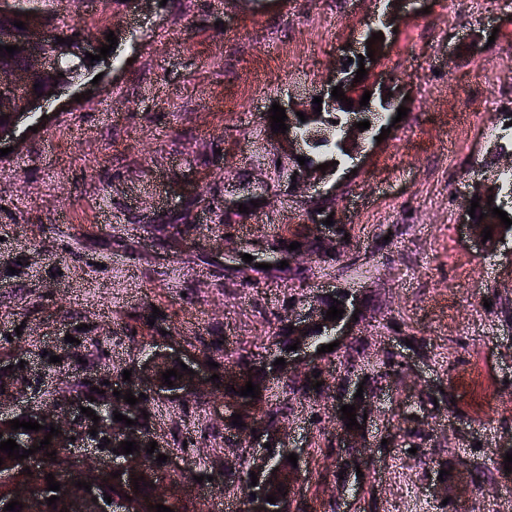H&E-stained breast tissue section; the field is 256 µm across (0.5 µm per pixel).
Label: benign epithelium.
I'll list each match as a JSON object with an SVG mask.
<instances>
[{
  "label": "benign epithelium",
  "mask_w": 512,
  "mask_h": 512,
  "mask_svg": "<svg viewBox=\"0 0 512 512\" xmlns=\"http://www.w3.org/2000/svg\"><path fill=\"white\" fill-rule=\"evenodd\" d=\"M0 10L6 13H23L27 21V30L22 37H13L8 32H0V40L8 42L19 47L16 56L20 60L19 66L15 67L8 75L0 78V105L13 111L11 121L0 126V144L10 142L14 139L15 129L18 120L23 116L33 117L38 110L45 107L46 104L58 100L62 93L75 85V81L70 80L60 85L55 93L50 96H37L30 84V77L33 73L53 74L56 72L60 59L75 53L81 57H86V53L93 55L99 54V45L93 40L82 39L78 42V47H72L68 43H59L56 49L48 53H39L34 51V45L43 42L48 38L47 29L42 25L37 12L33 10L32 4L27 0H0ZM352 76L345 73V67L340 66L336 70L335 79L328 82L326 87L319 91V96L323 99L322 110H335L339 107L340 100L332 97L333 87L338 85L348 86ZM297 109L292 108L286 113L287 119L285 125L288 127L286 133H278L274 140L276 149L280 158H288L294 155V147L298 142L295 137V127ZM329 212L318 211V208L311 209L307 219L310 223V238L320 242L322 249L327 254L333 256L336 254V224L325 225L323 221L327 219ZM342 301L341 308L344 309L342 317L337 320L326 319L324 307L316 302L309 305L304 313L295 317H288V325L293 327V333L289 334L290 343L298 344V349L284 351L280 357L285 359V365H274V360H263L254 358L251 365L263 371L262 386L270 389L271 384L276 380L288 377V369L292 362V357L304 354L308 356L310 362H315L320 358L317 349L321 345L339 342L342 348L348 347L353 341V335L346 333L342 336L333 337L334 331L340 325H349L353 321L352 315L359 309L360 299L350 292L339 294ZM321 326L325 340L322 343L315 342L309 335L312 327ZM183 357L176 351L157 350L153 352L148 359L131 374V381H122L115 383L112 387L105 390V401L114 404L125 405V416L135 421V424L127 426L122 422L115 421L108 416L100 417L98 422H93L90 418L82 416L78 418L69 432H64L55 416L51 414L19 416L21 420L32 419L43 427L54 426L59 430V434L51 437L50 447L56 450V454H61L65 448H77L81 446L84 440L90 438L89 430L97 431V437L110 440L109 448H118L120 443L135 439L139 442L149 443L156 440L154 434L145 424L141 409L144 403L138 402L132 406L124 399H116L113 392L119 391L121 394L128 392L134 396L145 394L151 397L154 392H166L174 397L202 398L206 394L212 393V383L208 382L210 378L209 367L205 358H195L186 362L188 368L194 371L189 374L186 371L180 372L181 378L173 382L169 387L162 380V372L172 367H180L179 361ZM224 407L232 409V412L240 415H249L248 426L242 429L227 423L225 428L238 431L241 439H253L259 435H270L277 431V428L271 426L268 417L263 411L252 407L248 402L242 399L224 398ZM47 449L41 448L38 452L20 460L12 457L3 458V464L0 465V479L26 478L32 482V490L29 496L20 498L24 504L25 512H46V499L51 496L63 498L67 504V512H155L151 505L155 500L164 499L169 502H176L178 498L168 495L162 491L164 483L163 472L168 470L169 463L157 464L156 457L162 453L161 447H156L152 453V459L148 460L140 455L128 454L122 455L123 462L118 465L98 464L90 465L85 458L75 457L71 460V469L83 474V477L75 479L68 477L60 480V490H47L46 474V456ZM29 468L30 472H25L24 468ZM121 473L119 479L123 481L126 489V496L122 498H113L111 501L104 500L102 494L103 488L112 483L111 473ZM257 474V485L248 489L244 496V512H273V509L267 502V495L272 485H277L287 492L285 498H290L293 494L295 483L298 479V472L295 467L286 459V453L272 450L264 455L255 466ZM143 477L138 482L139 486H148L151 493L144 496L140 491L134 489L133 479ZM79 481L91 483V491L80 489L75 486Z\"/></svg>",
  "instance_id": "1"
}]
</instances>
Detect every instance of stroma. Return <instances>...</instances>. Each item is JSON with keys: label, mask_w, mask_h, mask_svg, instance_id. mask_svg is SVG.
Instances as JSON below:
<instances>
[{"label": "stroma", "mask_w": 512, "mask_h": 512, "mask_svg": "<svg viewBox=\"0 0 512 512\" xmlns=\"http://www.w3.org/2000/svg\"><path fill=\"white\" fill-rule=\"evenodd\" d=\"M492 2L476 19L470 0H403L392 29L386 0H150L127 17L101 80L53 103L38 132L21 122L0 157V371L20 385L5 410L53 405L89 378L118 382L159 343L217 363L268 357L292 308L350 291L363 352L347 367L319 360L321 396L297 395L300 371L267 393L297 454L291 512H512V248L486 253L459 222L469 185L492 183L497 167L452 95L496 126L512 112V69L491 95L473 63L474 46L493 63L512 49V0ZM58 10L97 37L118 14L112 0ZM375 29L384 43L367 82L400 89L408 114L309 191L335 196L344 255L298 254L304 279L243 284L224 269L225 241L256 257L305 230L269 109L319 89ZM228 198L249 207L229 223ZM476 370L492 396L483 409L467 381ZM359 389L371 410L352 450L334 404ZM148 407L172 491L200 512H234L243 491L217 452L223 394ZM483 463L484 490L461 485Z\"/></svg>", "instance_id": "1"}]
</instances>
